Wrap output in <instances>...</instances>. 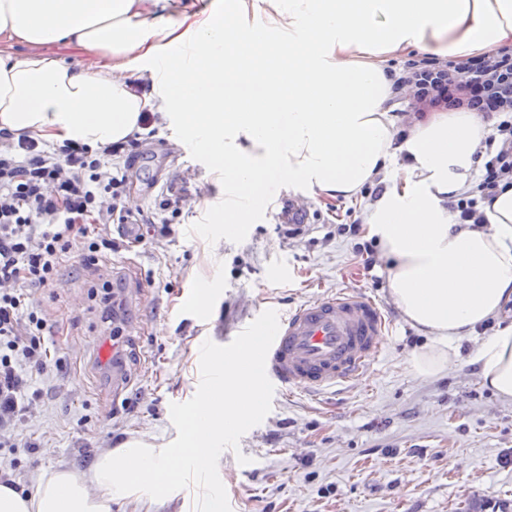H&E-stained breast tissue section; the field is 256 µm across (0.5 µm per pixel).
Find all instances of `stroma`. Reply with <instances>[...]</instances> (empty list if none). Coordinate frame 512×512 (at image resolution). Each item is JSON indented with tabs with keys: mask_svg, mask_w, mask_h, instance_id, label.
<instances>
[{
	"mask_svg": "<svg viewBox=\"0 0 512 512\" xmlns=\"http://www.w3.org/2000/svg\"><path fill=\"white\" fill-rule=\"evenodd\" d=\"M400 101L397 124L405 128L431 112L467 108L470 94L453 88L430 103L405 89ZM139 139L133 202L154 208L166 182L188 176L180 231L163 238L142 225L143 242L90 269L66 255L63 282L35 292L56 323L38 377L41 397L20 424L36 447L0 448V482L30 495L40 474L61 466L86 471L99 452L129 438H181L204 384L201 349L221 352L260 307L289 309L358 285L391 321L379 360L362 381L320 395L263 394L217 456L210 482L240 512H512V465L504 462L512 455V402L482 385L472 356L478 338L512 324V309L462 341L449 371L414 376L406 362L427 338L392 303L381 249L358 230L378 185L366 186L356 203L281 192L270 215L215 250L200 229L223 203V184L166 124ZM287 203L309 211L296 236L277 217ZM206 276L219 288L201 311L190 298ZM142 279L151 292L140 290ZM106 286L114 297L108 309L93 296ZM116 326L123 329L118 339ZM116 364L125 374L117 396ZM203 494L189 473L165 496L115 503L111 512H202Z\"/></svg>",
	"mask_w": 512,
	"mask_h": 512,
	"instance_id": "obj_1",
	"label": "stroma"
}]
</instances>
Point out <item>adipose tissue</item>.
Listing matches in <instances>:
<instances>
[{
	"label": "adipose tissue",
	"instance_id": "1",
	"mask_svg": "<svg viewBox=\"0 0 512 512\" xmlns=\"http://www.w3.org/2000/svg\"><path fill=\"white\" fill-rule=\"evenodd\" d=\"M0 37L36 49L0 55V128L96 148L126 141L147 112L177 123L182 147L224 180L213 242L255 223L284 189L355 201L390 178L364 230L389 263L393 304L429 338L407 362L413 374L449 370L459 341L512 302V186L484 200L481 227L449 208L477 184L490 122L435 112L398 137L391 66L512 48V0H0ZM53 46L95 62L64 64ZM473 360L512 401V325ZM210 371L180 441L129 439L84 474H41L30 496L0 484V512H109L165 494L187 468L207 474L259 403L250 349Z\"/></svg>",
	"mask_w": 512,
	"mask_h": 512
}]
</instances>
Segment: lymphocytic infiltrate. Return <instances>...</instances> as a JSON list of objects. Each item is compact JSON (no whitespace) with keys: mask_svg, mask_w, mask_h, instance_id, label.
<instances>
[{"mask_svg":"<svg viewBox=\"0 0 512 512\" xmlns=\"http://www.w3.org/2000/svg\"><path fill=\"white\" fill-rule=\"evenodd\" d=\"M407 81L422 100L465 84L474 93L473 106L502 113L496 155L485 163L475 196L456 204L461 220L483 223L479 198L492 196L500 184H512V64L492 54L474 70L459 61L415 69ZM138 146L134 139L98 149L72 142L51 145L0 129L1 448L18 447L17 423L30 403L29 379L43 371L48 358L45 338L53 324L33 302L32 290L57 281L67 254H79L88 267L101 253L119 247L111 238L76 235V225L154 224L161 236L174 233L172 219L187 201L176 185L161 192L153 211L125 205Z\"/></svg>","mask_w":512,"mask_h":512,"instance_id":"lymphocytic-infiltrate-1","label":"lymphocytic infiltrate"}]
</instances>
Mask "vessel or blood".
<instances>
[{
	"mask_svg": "<svg viewBox=\"0 0 512 512\" xmlns=\"http://www.w3.org/2000/svg\"><path fill=\"white\" fill-rule=\"evenodd\" d=\"M389 331L384 308L358 288L284 312L261 308L238 341L254 351L256 386L315 394L362 380L380 357Z\"/></svg>",
	"mask_w": 512,
	"mask_h": 512,
	"instance_id": "b4317fda",
	"label": "vessel or blood"
}]
</instances>
